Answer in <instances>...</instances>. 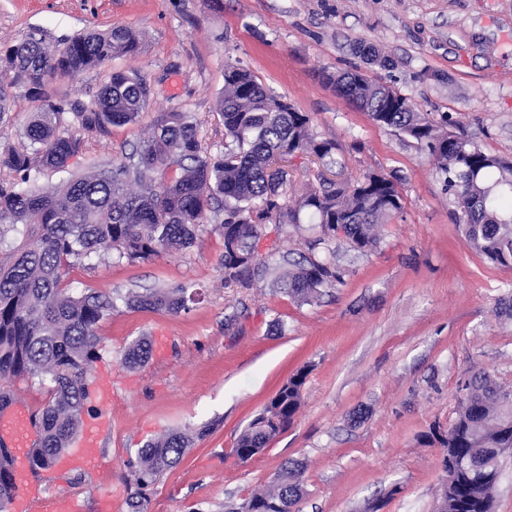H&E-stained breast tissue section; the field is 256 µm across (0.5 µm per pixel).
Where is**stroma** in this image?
<instances>
[{
	"label": "stroma",
	"mask_w": 512,
	"mask_h": 512,
	"mask_svg": "<svg viewBox=\"0 0 512 512\" xmlns=\"http://www.w3.org/2000/svg\"><path fill=\"white\" fill-rule=\"evenodd\" d=\"M111 25L140 36L138 56L48 84L68 109L89 103L111 71L133 72L151 87L148 107L136 123L85 134L79 154L39 185L61 186L124 161L157 114L173 109L196 115L204 152L222 148L215 102L232 62L306 112L317 138L336 143L332 167L306 153L289 157V196L323 176L375 171L394 179L403 207L374 250L334 243L343 280L310 305L265 285H225L219 214L191 249L75 266L67 284L78 291L184 285L202 289L204 299L177 315L120 304L100 324L93 402L108 420L101 462L42 473L39 512H54L61 498L102 512L105 493L112 512H127L128 464L139 449L205 423L209 435L150 488L148 512H228L287 462L305 468L295 512H436L443 450L426 434L447 431L474 372L512 390V268L469 248L446 175L427 152L339 97L321 73L361 69L448 131L512 161V0H0V51L33 28L59 40ZM360 42L391 66L367 65L355 51ZM34 108L26 87L15 86L0 149H26L23 128ZM312 235L306 221L267 227L258 254L301 259ZM143 338L152 345L149 362L125 366L124 351ZM304 366L292 425L240 463L231 453L236 438Z\"/></svg>",
	"instance_id": "obj_1"
}]
</instances>
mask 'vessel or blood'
Listing matches in <instances>:
<instances>
[{"label":"vessel or blood","instance_id":"1","mask_svg":"<svg viewBox=\"0 0 512 512\" xmlns=\"http://www.w3.org/2000/svg\"><path fill=\"white\" fill-rule=\"evenodd\" d=\"M102 427L101 422L85 421L83 430L77 440L81 449L80 460L86 465L98 464L99 458L95 452L97 446L95 433ZM35 427L31 415L22 407H15L0 412V434L8 435L10 452L16 466L21 469L15 499L23 505V512H37L39 503L34 494L35 476L23 467L27 451L32 444Z\"/></svg>","mask_w":512,"mask_h":512}]
</instances>
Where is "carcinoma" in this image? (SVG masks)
Masks as SVG:
<instances>
[{
	"mask_svg": "<svg viewBox=\"0 0 512 512\" xmlns=\"http://www.w3.org/2000/svg\"><path fill=\"white\" fill-rule=\"evenodd\" d=\"M140 51L138 35L123 26L89 29L60 46L34 28L0 57V120L10 111L9 88L17 83L38 102L23 129L28 148L0 151V168L34 184L27 191L0 184V377L48 385L49 399L36 412L38 438L28 452L36 475L59 463L85 415L93 412L97 329L116 300L129 308L176 315L200 301V292L184 286L120 298L92 290L76 294L64 285L74 265L89 266L108 255L118 262L147 261L186 250L210 213L222 209L224 223L217 230L223 239L224 284L250 288L265 282L310 304L341 279L329 244L341 236L353 249L369 251L377 246L378 225L402 209L395 181L377 173L354 183L324 181L288 204V172L271 171L273 161L303 151L325 159L336 144L316 140L306 113L290 103L278 105L279 97L251 72L230 63L217 101L224 149L201 155L195 116L160 112L133 148L134 164L79 175L64 187L35 186L43 171L64 167L80 152L84 134L136 122L151 95L140 76L114 71L89 104L67 112L52 100L48 78L71 77ZM326 80L375 123L404 133L428 151L449 175L468 245L490 262L512 267V163L440 129L408 97L395 89L383 92L380 82L359 70L328 74ZM303 212L318 224V235L308 241L311 256L279 265L259 258L257 244L267 226H296ZM19 224L22 237L9 238ZM150 356L151 344L142 339L128 347L123 362L140 367ZM307 376L305 367L293 372L239 434L231 453L240 462H249L288 430ZM502 393L485 374H473L448 432L424 435L444 448L438 512H492L499 458L512 448V408L503 404ZM209 430L171 431L141 448L130 471V512H148L147 491ZM13 464L0 443V512L13 502ZM303 491V469L284 465L267 488L232 512H292Z\"/></svg>",
	"mask_w": 512,
	"mask_h": 512,
	"instance_id": "carcinoma-1",
	"label": "carcinoma"
}]
</instances>
